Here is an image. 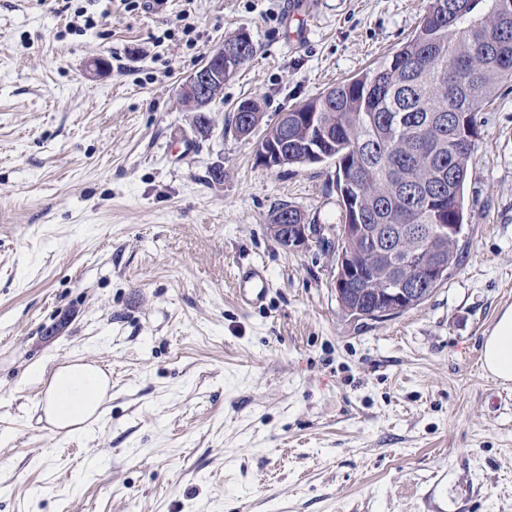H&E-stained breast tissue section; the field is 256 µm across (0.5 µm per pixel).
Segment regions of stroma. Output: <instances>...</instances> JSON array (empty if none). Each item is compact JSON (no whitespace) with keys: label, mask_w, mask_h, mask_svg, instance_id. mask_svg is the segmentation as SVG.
<instances>
[{"label":"stroma","mask_w":512,"mask_h":512,"mask_svg":"<svg viewBox=\"0 0 512 512\" xmlns=\"http://www.w3.org/2000/svg\"><path fill=\"white\" fill-rule=\"evenodd\" d=\"M426 4L0 0V512H512V382L480 362L512 307V84L480 114L459 266L381 321L342 316L332 252L268 230L282 202L336 223L334 161L268 170L227 127L381 61ZM186 7L192 48L163 36ZM241 28L256 52L198 139L179 87ZM252 264L271 286L246 308ZM76 358L111 397L64 436L38 404ZM234 112L232 125L234 123L238 132L252 134L263 122V113H259L260 110L252 99L241 101ZM248 134L239 135L248 136ZM270 288V278L264 268L251 266L238 275L236 282L237 300L246 307L259 304Z\"/></svg>","instance_id":"obj_1"}]
</instances>
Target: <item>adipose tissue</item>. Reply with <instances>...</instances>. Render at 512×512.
I'll return each instance as SVG.
<instances>
[{"instance_id":"obj_1","label":"adipose tissue","mask_w":512,"mask_h":512,"mask_svg":"<svg viewBox=\"0 0 512 512\" xmlns=\"http://www.w3.org/2000/svg\"><path fill=\"white\" fill-rule=\"evenodd\" d=\"M481 360L484 371L490 376L512 382V308L501 314L485 337ZM111 388L110 379L101 367L75 359L53 371L40 410L57 433H81L100 421Z\"/></svg>"}]
</instances>
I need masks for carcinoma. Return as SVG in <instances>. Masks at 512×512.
I'll return each instance as SVG.
<instances>
[{
    "mask_svg": "<svg viewBox=\"0 0 512 512\" xmlns=\"http://www.w3.org/2000/svg\"><path fill=\"white\" fill-rule=\"evenodd\" d=\"M224 51L240 69L255 47L239 49L233 34ZM504 82H512V0H428L392 55L288 109V121L265 125L263 137L288 142V163L306 164L311 144L335 160L339 223L365 225L338 241V249L371 268L338 299L344 316L398 315L376 291L398 279L416 283L432 260L447 274L424 288H439L459 265L461 252L441 238L440 225H465L464 187L482 140L478 115ZM301 112L319 113V126L295 121ZM262 120L247 99L232 123L251 134ZM286 214L300 210L281 203L267 223L281 224ZM399 248L417 253L414 267L390 264L386 252Z\"/></svg>",
    "mask_w": 512,
    "mask_h": 512,
    "instance_id": "1",
    "label": "carcinoma"
}]
</instances>
